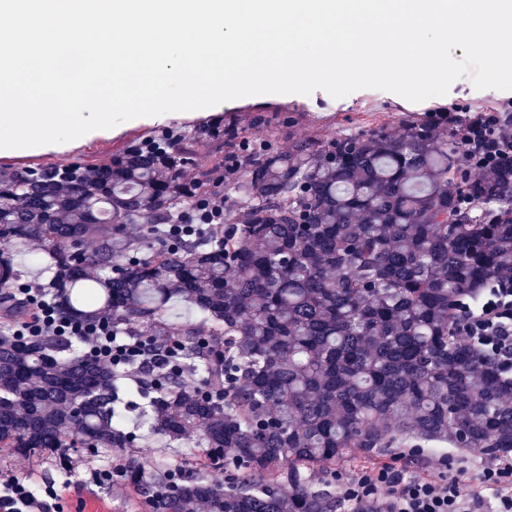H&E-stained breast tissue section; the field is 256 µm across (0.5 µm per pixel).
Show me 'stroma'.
<instances>
[{
	"mask_svg": "<svg viewBox=\"0 0 512 512\" xmlns=\"http://www.w3.org/2000/svg\"><path fill=\"white\" fill-rule=\"evenodd\" d=\"M511 108L512 90H479L466 76L456 80L446 95L419 103L377 89H361L340 99L322 90L308 96H248L225 102L218 108L127 121L115 126L112 132L99 134L60 152H42L35 148L0 151V168L38 171L47 167L101 164L135 140L171 127L191 130L207 124H230L255 132L259 137L271 136L274 148L284 151L295 138L324 142L342 133H369L381 128L399 131L405 124L429 119L442 111L473 113ZM123 425L129 430L136 427L145 430L146 436L138 446L126 451L129 459L139 462L145 469L165 462L186 464L197 453L193 445L174 450L160 437L148 434L149 421L141 410L127 412ZM69 454L83 459V466L68 470L56 458H29L11 448L0 454V472L10 470L30 477L40 493L48 488L58 490L59 512H133L129 490L115 492L106 483L95 480L96 474L111 470V456L101 449L87 447L70 449Z\"/></svg>",
	"mask_w": 512,
	"mask_h": 512,
	"instance_id": "1",
	"label": "stroma"
}]
</instances>
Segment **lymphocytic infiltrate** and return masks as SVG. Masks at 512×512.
<instances>
[{
	"label": "lymphocytic infiltrate",
	"mask_w": 512,
	"mask_h": 512,
	"mask_svg": "<svg viewBox=\"0 0 512 512\" xmlns=\"http://www.w3.org/2000/svg\"><path fill=\"white\" fill-rule=\"evenodd\" d=\"M449 129H462L466 147L462 157L476 172L492 174L491 156L502 139H512L511 112H479L469 117L445 115ZM40 283L22 288L29 306L26 319L11 324L16 336H78L88 352L105 363L135 362L137 369L161 363L175 346L173 337L144 332L118 336L98 326H74L44 299ZM460 340L483 350L500 374L512 379V272L498 278L476 300L458 304ZM467 468L446 453L435 451L425 461L414 458L385 463L349 476L339 483L341 498L359 502L374 496L389 499L393 512H512V458L485 460L478 474V488L463 492L460 478ZM58 494H38L30 478L0 475V512H56Z\"/></svg>",
	"instance_id": "f902f5d3"
}]
</instances>
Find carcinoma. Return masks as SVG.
Instances as JSON below:
<instances>
[{
	"label": "carcinoma",
	"mask_w": 512,
	"mask_h": 512,
	"mask_svg": "<svg viewBox=\"0 0 512 512\" xmlns=\"http://www.w3.org/2000/svg\"><path fill=\"white\" fill-rule=\"evenodd\" d=\"M219 131H161L98 165L0 172V317L25 313L15 255L42 246L47 296L74 322L132 336L177 296L210 321L206 338L164 327L183 350L143 393L150 430L194 441V462L112 468L146 512H340L336 487L310 475L335 473L351 448L512 453V385L454 323L458 299L512 271V147L492 176L471 179L460 134L433 123L345 134L331 152L312 139L278 151L231 130L224 223L138 256L120 229L179 223L212 184L205 171L183 180L194 144ZM119 380L66 336L0 331V447L36 458L134 447L120 404L135 391Z\"/></svg>",
	"instance_id": "1"
}]
</instances>
